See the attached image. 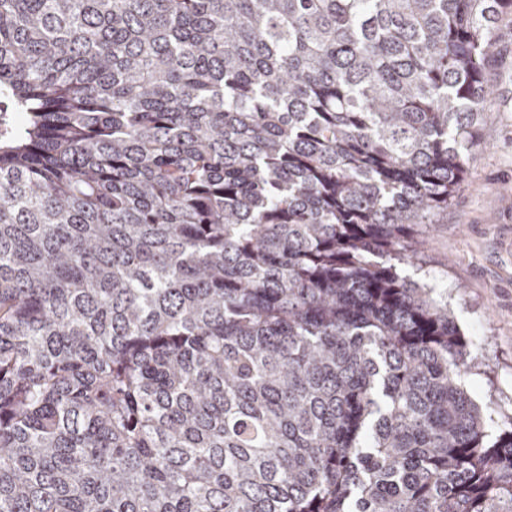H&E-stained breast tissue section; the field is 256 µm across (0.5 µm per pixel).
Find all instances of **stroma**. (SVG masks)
Listing matches in <instances>:
<instances>
[{
    "mask_svg": "<svg viewBox=\"0 0 512 512\" xmlns=\"http://www.w3.org/2000/svg\"><path fill=\"white\" fill-rule=\"evenodd\" d=\"M485 64L490 94L447 208L419 225L421 259L409 274L447 300L480 367L461 383L483 412L489 439L512 415V15L494 33Z\"/></svg>",
    "mask_w": 512,
    "mask_h": 512,
    "instance_id": "35a3bbf8",
    "label": "stroma"
}]
</instances>
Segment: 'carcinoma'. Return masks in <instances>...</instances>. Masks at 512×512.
Returning <instances> with one entry per match:
<instances>
[{
  "mask_svg": "<svg viewBox=\"0 0 512 512\" xmlns=\"http://www.w3.org/2000/svg\"><path fill=\"white\" fill-rule=\"evenodd\" d=\"M512 0H0V512H512L403 274Z\"/></svg>",
  "mask_w": 512,
  "mask_h": 512,
  "instance_id": "obj_1",
  "label": "carcinoma"
}]
</instances>
